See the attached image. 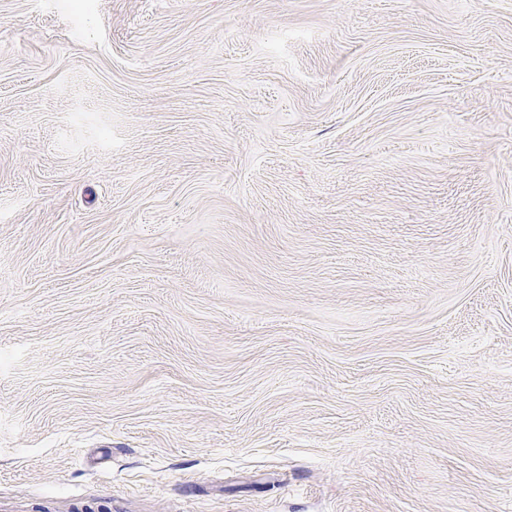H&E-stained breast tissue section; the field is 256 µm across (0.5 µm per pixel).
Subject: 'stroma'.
<instances>
[{
    "instance_id": "35a3bbf8",
    "label": "stroma",
    "mask_w": 512,
    "mask_h": 512,
    "mask_svg": "<svg viewBox=\"0 0 512 512\" xmlns=\"http://www.w3.org/2000/svg\"><path fill=\"white\" fill-rule=\"evenodd\" d=\"M0 0V512H512V0Z\"/></svg>"
}]
</instances>
